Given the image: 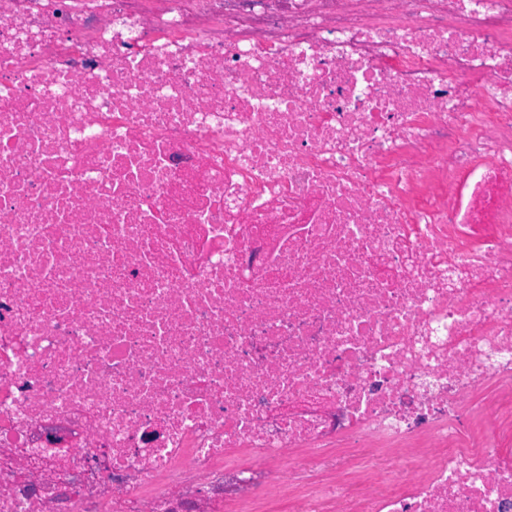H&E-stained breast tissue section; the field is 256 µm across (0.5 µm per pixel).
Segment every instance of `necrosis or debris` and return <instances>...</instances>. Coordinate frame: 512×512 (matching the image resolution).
I'll return each instance as SVG.
<instances>
[{"label":"necrosis or debris","instance_id":"4bbe7bcc","mask_svg":"<svg viewBox=\"0 0 512 512\" xmlns=\"http://www.w3.org/2000/svg\"><path fill=\"white\" fill-rule=\"evenodd\" d=\"M274 498L512 512V0H0V512Z\"/></svg>","mask_w":512,"mask_h":512}]
</instances>
